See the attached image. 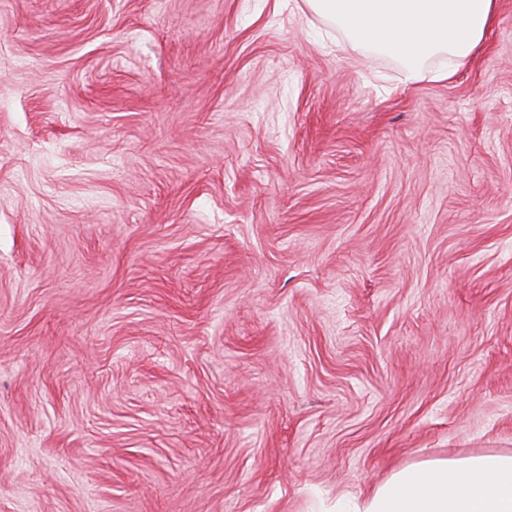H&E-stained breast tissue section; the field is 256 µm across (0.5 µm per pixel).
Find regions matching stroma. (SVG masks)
Segmentation results:
<instances>
[{
  "mask_svg": "<svg viewBox=\"0 0 512 512\" xmlns=\"http://www.w3.org/2000/svg\"><path fill=\"white\" fill-rule=\"evenodd\" d=\"M303 0H0V512H320L512 451V0L447 81Z\"/></svg>",
  "mask_w": 512,
  "mask_h": 512,
  "instance_id": "stroma-1",
  "label": "stroma"
}]
</instances>
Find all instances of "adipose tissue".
<instances>
[{"instance_id":"adipose-tissue-1","label":"adipose tissue","mask_w":512,"mask_h":512,"mask_svg":"<svg viewBox=\"0 0 512 512\" xmlns=\"http://www.w3.org/2000/svg\"><path fill=\"white\" fill-rule=\"evenodd\" d=\"M346 39L396 58L408 72L445 55L455 67L480 51L497 0H304ZM329 512H512V453L437 458L394 471Z\"/></svg>"}]
</instances>
